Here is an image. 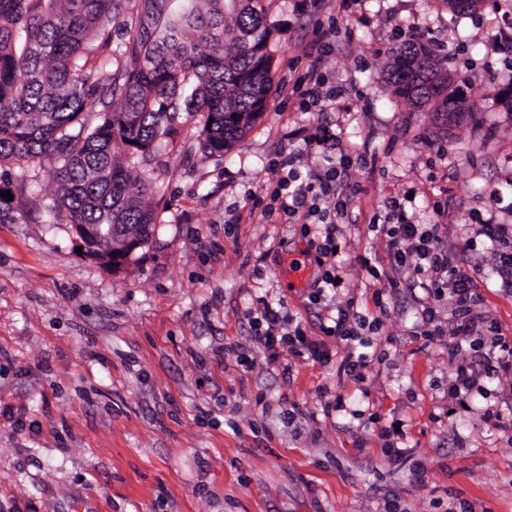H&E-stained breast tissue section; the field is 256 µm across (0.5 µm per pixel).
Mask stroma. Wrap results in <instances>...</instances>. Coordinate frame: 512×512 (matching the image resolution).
I'll return each mask as SVG.
<instances>
[{"label": "stroma", "mask_w": 512, "mask_h": 512, "mask_svg": "<svg viewBox=\"0 0 512 512\" xmlns=\"http://www.w3.org/2000/svg\"><path fill=\"white\" fill-rule=\"evenodd\" d=\"M274 0L273 88L267 108L226 154L199 151L188 121L150 161L153 233L119 272L78 254L70 225L49 223V162L0 169V512H512V383L458 401L448 392V337L416 336L419 290L392 287L371 224L402 196L418 224L473 234L471 215L512 225V46L505 0L458 15L436 0ZM335 26L321 70L340 93L306 112L293 85L317 38ZM437 42L452 86L479 111L413 108L387 81L396 31ZM339 135L358 156L343 219L341 300L380 317L368 364L347 375L353 345L323 337L320 310L288 284L290 255L308 252L296 224H263L275 153L292 132ZM30 182H21V174ZM26 196L17 205L14 196ZM482 308L512 347V295L485 273ZM283 301L326 363L271 352L247 313ZM341 396L343 410L326 412ZM399 424V435L384 429Z\"/></svg>", "instance_id": "1"}]
</instances>
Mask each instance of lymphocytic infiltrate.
<instances>
[{
  "label": "lymphocytic infiltrate",
  "instance_id": "f902f5d3",
  "mask_svg": "<svg viewBox=\"0 0 512 512\" xmlns=\"http://www.w3.org/2000/svg\"><path fill=\"white\" fill-rule=\"evenodd\" d=\"M337 146L335 135L326 133L316 139L312 152L326 161L321 174L302 173L294 154L278 153L275 165L280 178L274 191L275 204L263 209L261 218L269 222L279 217L289 224L321 226L318 239L311 241L310 246L315 249L323 272L315 280L308 299L334 309L335 314L323 331L344 338L357 335L370 321L367 316L353 314L349 306L336 301L337 290L343 283L337 261L342 231L336 219L344 215L355 194L354 189L343 182L351 158L348 154L337 153ZM384 208L383 222L374 224L373 229L386 240L388 262L395 273L392 284L410 289L420 287L427 296L449 298L448 358L455 366L451 390L457 396L470 393L491 375L489 365L476 353L474 338L485 319L476 308L474 278L461 269L452 255L444 253L439 225L413 223L395 197L387 199ZM477 233L484 237L486 250L494 258L493 270L501 289L512 294V249L507 251L502 247L512 231L506 225L485 220ZM251 325L254 336L265 349L284 347L292 354L304 352L316 362L327 357L326 351L309 341L301 322L286 312L282 303H264L262 308L256 309Z\"/></svg>",
  "mask_w": 512,
  "mask_h": 512
}]
</instances>
